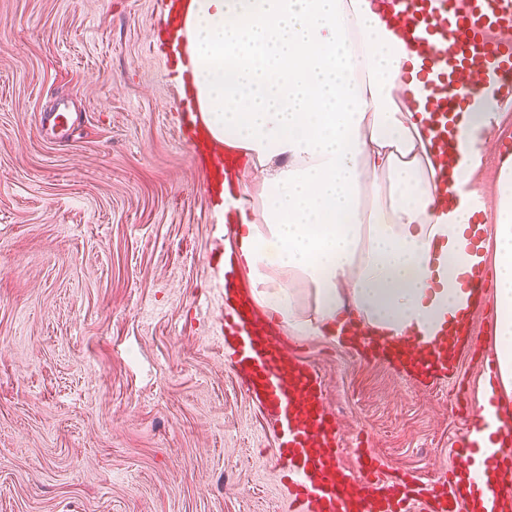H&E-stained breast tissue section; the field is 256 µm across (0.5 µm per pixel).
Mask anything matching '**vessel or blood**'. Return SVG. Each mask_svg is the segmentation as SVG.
Wrapping results in <instances>:
<instances>
[{
	"instance_id": "obj_1",
	"label": "vessel or blood",
	"mask_w": 512,
	"mask_h": 512,
	"mask_svg": "<svg viewBox=\"0 0 512 512\" xmlns=\"http://www.w3.org/2000/svg\"><path fill=\"white\" fill-rule=\"evenodd\" d=\"M402 35L414 43L427 66L430 122L441 168L451 167L458 115L495 102L512 111V0H387ZM198 153L209 154L212 171H223L224 152L203 138L186 135ZM359 355L395 364L421 384H436L456 369L458 339L394 346L365 337L357 323ZM224 357L237 381L275 429L273 457L288 482L295 512H512V414L495 397L470 415L441 477L417 483L409 475L386 476L370 455L356 467L340 461L335 415L328 409L322 378L288 340L272 316L251 298L224 304ZM487 474L482 485L472 466Z\"/></svg>"
}]
</instances>
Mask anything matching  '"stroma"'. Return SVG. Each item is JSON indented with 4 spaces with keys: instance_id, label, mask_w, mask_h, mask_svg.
Instances as JSON below:
<instances>
[{
    "instance_id": "stroma-1",
    "label": "stroma",
    "mask_w": 512,
    "mask_h": 512,
    "mask_svg": "<svg viewBox=\"0 0 512 512\" xmlns=\"http://www.w3.org/2000/svg\"><path fill=\"white\" fill-rule=\"evenodd\" d=\"M166 0H0V512H287L224 361V239L178 133ZM71 113L68 133L40 120ZM432 387L302 336L339 421L421 480L477 407L494 320Z\"/></svg>"
}]
</instances>
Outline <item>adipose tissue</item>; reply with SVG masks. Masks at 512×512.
I'll use <instances>...</instances> for the list:
<instances>
[{
	"label": "adipose tissue",
	"mask_w": 512,
	"mask_h": 512,
	"mask_svg": "<svg viewBox=\"0 0 512 512\" xmlns=\"http://www.w3.org/2000/svg\"><path fill=\"white\" fill-rule=\"evenodd\" d=\"M186 91L238 164L230 214L252 299L289 335L336 336L347 311L375 334L462 330L494 274L495 393L512 396V155L501 157L492 226L444 195L425 136L418 59L381 0H183ZM501 116L461 118L457 179L472 184ZM312 299L299 309L292 282Z\"/></svg>",
	"instance_id": "ef3b65f1"
}]
</instances>
